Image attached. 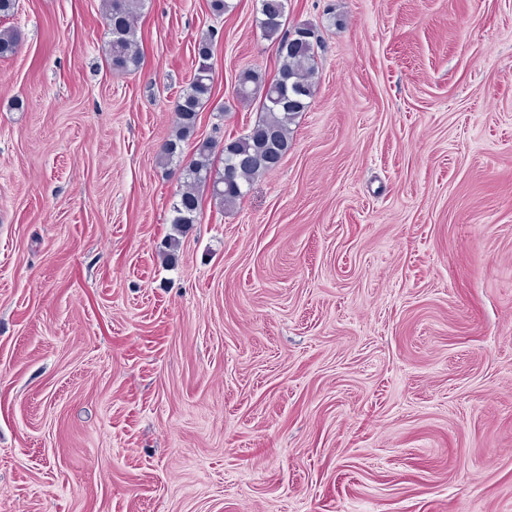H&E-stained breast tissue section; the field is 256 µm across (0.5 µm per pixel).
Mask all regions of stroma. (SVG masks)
Returning a JSON list of instances; mask_svg holds the SVG:
<instances>
[{
  "mask_svg": "<svg viewBox=\"0 0 512 512\" xmlns=\"http://www.w3.org/2000/svg\"><path fill=\"white\" fill-rule=\"evenodd\" d=\"M18 0L0 58V512H512V0H288L292 147L174 262L158 153L280 61L259 0ZM103 7L112 70L117 74L134 72L139 69L143 59L135 28L143 0H103Z\"/></svg>",
  "mask_w": 512,
  "mask_h": 512,
  "instance_id": "1",
  "label": "stroma"
}]
</instances>
